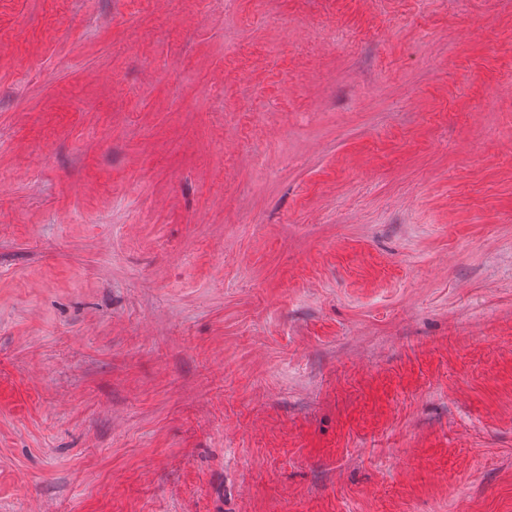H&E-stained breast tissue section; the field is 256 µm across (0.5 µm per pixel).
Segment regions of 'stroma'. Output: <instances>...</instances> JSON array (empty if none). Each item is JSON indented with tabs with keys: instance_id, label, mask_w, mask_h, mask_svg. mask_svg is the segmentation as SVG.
<instances>
[{
	"instance_id": "obj_1",
	"label": "stroma",
	"mask_w": 512,
	"mask_h": 512,
	"mask_svg": "<svg viewBox=\"0 0 512 512\" xmlns=\"http://www.w3.org/2000/svg\"><path fill=\"white\" fill-rule=\"evenodd\" d=\"M0 512H512V0H0Z\"/></svg>"
}]
</instances>
